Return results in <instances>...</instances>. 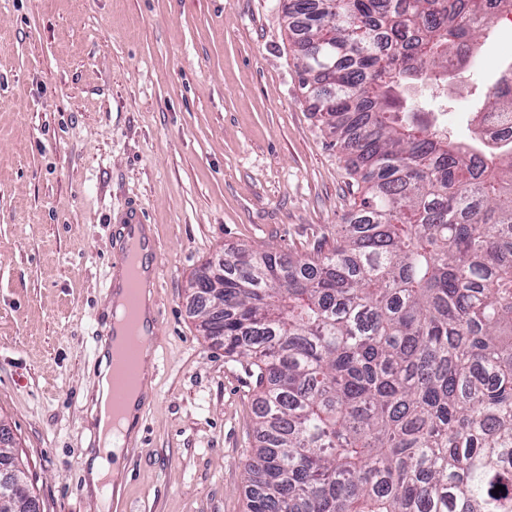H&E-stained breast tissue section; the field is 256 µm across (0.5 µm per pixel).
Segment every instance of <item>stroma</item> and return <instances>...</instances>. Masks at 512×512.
<instances>
[{
    "label": "stroma",
    "instance_id": "obj_1",
    "mask_svg": "<svg viewBox=\"0 0 512 512\" xmlns=\"http://www.w3.org/2000/svg\"><path fill=\"white\" fill-rule=\"evenodd\" d=\"M289 0H0V421L40 512L85 496L112 219L159 246L163 365L124 461L122 512H246L249 360L199 328L191 283L225 250L330 248L353 202L287 35ZM486 70L413 81L464 142Z\"/></svg>",
    "mask_w": 512,
    "mask_h": 512
}]
</instances>
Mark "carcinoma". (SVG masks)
I'll return each instance as SVG.
<instances>
[{"label": "carcinoma", "instance_id": "1", "mask_svg": "<svg viewBox=\"0 0 512 512\" xmlns=\"http://www.w3.org/2000/svg\"><path fill=\"white\" fill-rule=\"evenodd\" d=\"M498 2L292 0L304 88L361 186L328 251L201 270L224 273L205 321L256 369L247 512H512V137L477 165L402 96L478 66Z\"/></svg>", "mask_w": 512, "mask_h": 512}]
</instances>
